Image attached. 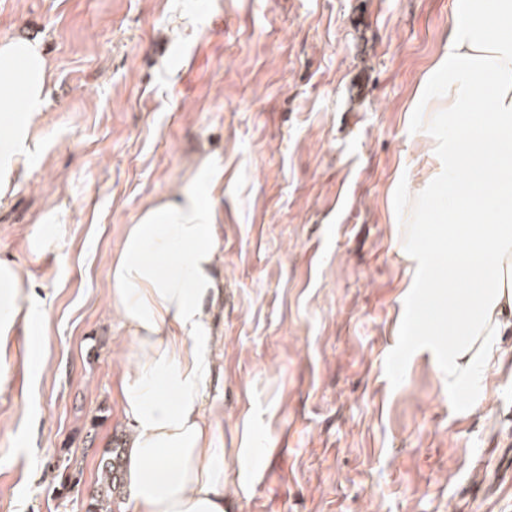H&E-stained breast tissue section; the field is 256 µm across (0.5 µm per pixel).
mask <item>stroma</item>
<instances>
[{
	"instance_id": "35a3bbf8",
	"label": "stroma",
	"mask_w": 512,
	"mask_h": 512,
	"mask_svg": "<svg viewBox=\"0 0 512 512\" xmlns=\"http://www.w3.org/2000/svg\"><path fill=\"white\" fill-rule=\"evenodd\" d=\"M451 0H0L42 38L49 103L0 261L37 315L8 346L0 512H86L137 343L109 306L128 225L202 165L219 294L205 410L233 512H512V360L448 385L405 323L415 173L445 141L411 106ZM74 459L76 480L60 464Z\"/></svg>"
}]
</instances>
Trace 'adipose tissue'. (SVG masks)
Returning <instances> with one entry per match:
<instances>
[{
	"label": "adipose tissue",
	"instance_id": "ef3b65f1",
	"mask_svg": "<svg viewBox=\"0 0 512 512\" xmlns=\"http://www.w3.org/2000/svg\"><path fill=\"white\" fill-rule=\"evenodd\" d=\"M51 65L38 41L0 42V202L16 190L31 128L43 111ZM413 110L447 127V162L430 194L413 192L406 238L419 245L421 289L448 333V384L467 386L501 361L512 335V0H452L448 38ZM490 110H476L479 95ZM216 210L190 183L130 225L109 269L112 310L138 344L119 402L132 428L124 512H229L224 451L204 410L210 373L206 300L219 284ZM19 266L0 263V390L8 345L33 319Z\"/></svg>",
	"mask_w": 512,
	"mask_h": 512
}]
</instances>
